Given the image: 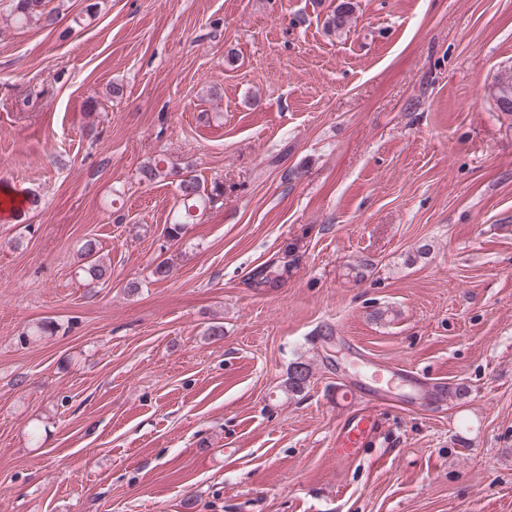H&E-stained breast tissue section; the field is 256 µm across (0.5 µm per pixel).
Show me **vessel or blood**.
I'll use <instances>...</instances> for the list:
<instances>
[{
  "label": "vessel or blood",
  "mask_w": 512,
  "mask_h": 512,
  "mask_svg": "<svg viewBox=\"0 0 512 512\" xmlns=\"http://www.w3.org/2000/svg\"><path fill=\"white\" fill-rule=\"evenodd\" d=\"M373 381L381 386L403 384L412 396H419L423 387L397 364H371ZM379 414L376 406L366 405L349 411L340 421L332 442L331 456L337 466L343 467L365 457L367 448L373 446L379 435Z\"/></svg>",
  "instance_id": "obj_1"
}]
</instances>
